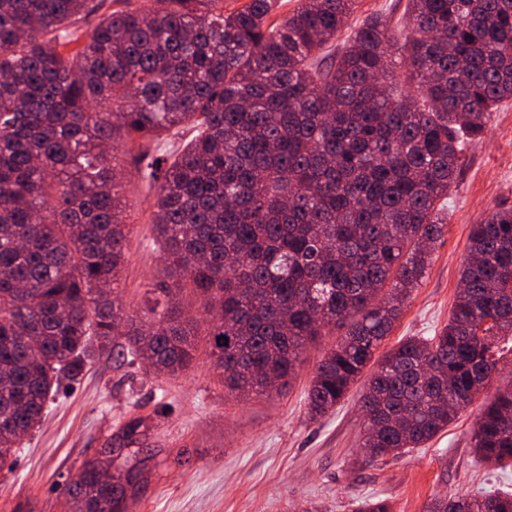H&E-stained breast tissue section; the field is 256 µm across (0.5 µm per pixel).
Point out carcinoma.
Instances as JSON below:
<instances>
[{
  "label": "carcinoma",
  "mask_w": 512,
  "mask_h": 512,
  "mask_svg": "<svg viewBox=\"0 0 512 512\" xmlns=\"http://www.w3.org/2000/svg\"><path fill=\"white\" fill-rule=\"evenodd\" d=\"M105 2L0 0V469L93 355L187 369L188 288L231 391L286 386L306 346L338 334L313 370L311 417L375 359L365 454L448 428L498 371L495 337L512 335V208L473 225L440 334L375 353L442 236L463 136L512 99V0H408L402 32L371 16L340 47L355 0H299L280 23L275 0ZM399 83L417 95H393ZM119 139L155 191L163 252L147 305L129 311L114 287L124 160L104 150ZM145 428L130 419L110 446ZM471 440L482 461L512 463V388ZM101 467L77 469L68 512H123L129 470L105 481ZM424 512H512V493L438 495Z\"/></svg>",
  "instance_id": "obj_1"
}]
</instances>
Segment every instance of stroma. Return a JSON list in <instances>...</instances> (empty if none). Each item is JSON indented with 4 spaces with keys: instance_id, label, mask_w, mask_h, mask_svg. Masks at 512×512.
Here are the masks:
<instances>
[{
    "instance_id": "obj_1",
    "label": "stroma",
    "mask_w": 512,
    "mask_h": 512,
    "mask_svg": "<svg viewBox=\"0 0 512 512\" xmlns=\"http://www.w3.org/2000/svg\"><path fill=\"white\" fill-rule=\"evenodd\" d=\"M463 168L444 205L447 222L418 288L382 349L447 325L473 224L512 206V100L499 105L481 139L465 143ZM121 201L130 226L121 296L141 304L161 265L150 222L152 192L134 167ZM308 346L286 388L242 398L218 382L207 336L195 338L196 360L175 378L127 365L104 353L82 376L64 382L16 460L0 470V512H64L67 484L78 467L101 457L131 418L153 417L132 462L145 481L127 512H357L384 499L391 512H423L435 495L512 492V468L490 469L476 454L471 427L481 404L512 385V336L497 342L500 372L446 430L421 448L370 459L359 447L361 384L313 420L306 391L329 348Z\"/></svg>"
}]
</instances>
